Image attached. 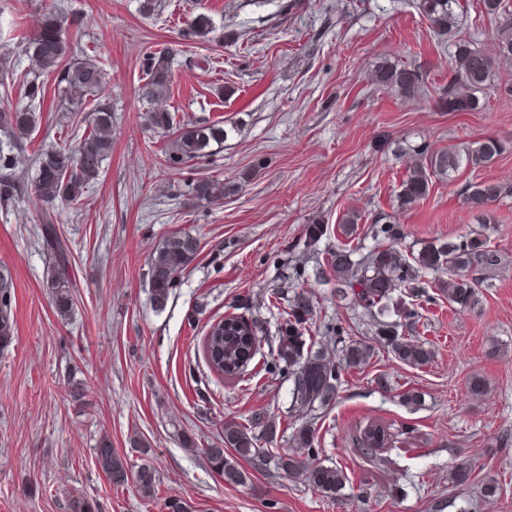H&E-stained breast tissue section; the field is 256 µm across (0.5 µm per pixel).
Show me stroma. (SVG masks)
Instances as JSON below:
<instances>
[{
	"label": "stroma",
	"mask_w": 512,
	"mask_h": 512,
	"mask_svg": "<svg viewBox=\"0 0 512 512\" xmlns=\"http://www.w3.org/2000/svg\"><path fill=\"white\" fill-rule=\"evenodd\" d=\"M141 2L0 0V51L18 71L29 60L14 34L32 35L42 15H57L73 57L102 63L112 103V155L78 203L49 209L33 194L39 151L73 144L91 110L66 111L51 94L23 143V190L0 202V267L16 284L15 337L0 351V512H70L78 498L95 512H166L172 498L189 512H512V197L485 209L488 240L507 266L478 304L453 308L429 290L418 330L432 360L412 367L377 347L320 410L318 460L347 474L340 493H320L271 462L241 461L248 480L230 484L203 454L219 445L225 423L259 412L281 423L276 448L294 449L299 419L284 376L246 382L209 372L202 342L212 323L244 299L275 339L287 305H271V291L299 268L314 325L363 330L362 309L312 273L336 245L343 214L360 213L364 228L390 216L405 232L401 250L416 252L478 229L464 201L468 182L512 183V59L495 68L477 110L452 112L441 99L456 41L494 52L498 18L481 0H460L456 28L437 37L419 0H160L151 18ZM199 14L214 32L185 41L183 28ZM161 49L173 58L177 119L239 128L180 171L165 167L168 137L145 125L137 95L145 53ZM386 59L418 69L426 93L403 98L376 84ZM487 137L503 145L491 165L433 182L424 200L399 206L412 146L444 150ZM199 176L235 191L216 204L188 199L185 185ZM48 219L71 251L75 310L66 324L43 287ZM313 223L329 227L314 245L304 231ZM175 231L195 236L201 252L159 310L147 261ZM475 377L485 383L479 395ZM407 391L421 394L420 406L403 403ZM370 420L397 435L383 465L368 464L352 442ZM103 437L129 468L155 469L151 496L109 481L95 457ZM463 461L472 470L457 485L450 474ZM490 477L497 490L481 496Z\"/></svg>",
	"instance_id": "obj_1"
}]
</instances>
